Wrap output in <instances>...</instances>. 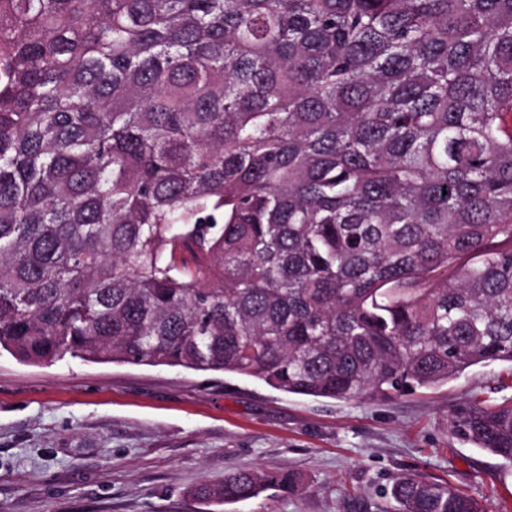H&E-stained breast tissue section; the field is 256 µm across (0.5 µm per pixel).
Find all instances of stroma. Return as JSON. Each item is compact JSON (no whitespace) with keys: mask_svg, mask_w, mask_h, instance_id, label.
I'll use <instances>...</instances> for the list:
<instances>
[{"mask_svg":"<svg viewBox=\"0 0 512 512\" xmlns=\"http://www.w3.org/2000/svg\"><path fill=\"white\" fill-rule=\"evenodd\" d=\"M474 399L512 401V364L343 402L232 374L5 354L0 512H393L390 482L407 472L503 512L512 466L450 429L451 410ZM249 468L294 472L302 484L225 505L191 494Z\"/></svg>","mask_w":512,"mask_h":512,"instance_id":"35a3bbf8","label":"stroma"}]
</instances>
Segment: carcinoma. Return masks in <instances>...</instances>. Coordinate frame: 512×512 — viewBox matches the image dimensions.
Here are the masks:
<instances>
[{
  "mask_svg": "<svg viewBox=\"0 0 512 512\" xmlns=\"http://www.w3.org/2000/svg\"><path fill=\"white\" fill-rule=\"evenodd\" d=\"M3 352L347 401L512 363V0H0ZM450 426L512 464V403Z\"/></svg>",
  "mask_w": 512,
  "mask_h": 512,
  "instance_id": "carcinoma-1",
  "label": "carcinoma"
}]
</instances>
